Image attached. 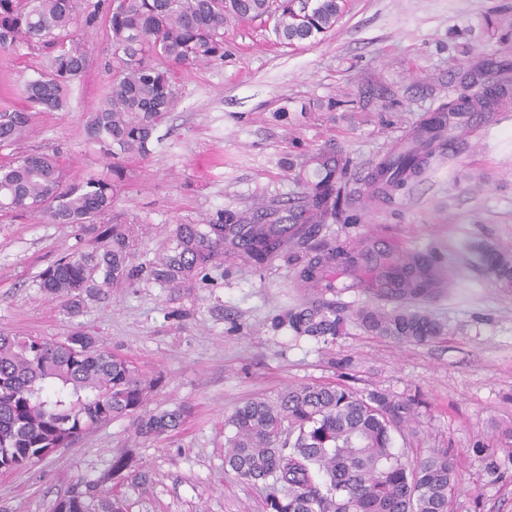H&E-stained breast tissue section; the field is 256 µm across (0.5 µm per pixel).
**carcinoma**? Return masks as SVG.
Listing matches in <instances>:
<instances>
[{
  "label": "carcinoma",
  "mask_w": 512,
  "mask_h": 512,
  "mask_svg": "<svg viewBox=\"0 0 512 512\" xmlns=\"http://www.w3.org/2000/svg\"><path fill=\"white\" fill-rule=\"evenodd\" d=\"M0 0V49L22 43L45 51L38 76L23 85L31 108L67 107L73 84L87 59L86 38L106 14L111 33L112 76L103 101L87 121L89 139L103 154L144 158L158 123L175 101L173 67L224 57V27L243 20L274 21L276 38L289 46L332 31L345 0ZM481 73L468 69L473 88L464 102L451 101L394 146L373 174L380 194L401 190L432 157L443 128L463 114L494 112L509 95L508 80L481 86ZM31 122L26 110L0 111V211L30 215L41 223L90 226L100 245L75 251L47 266L38 287L68 298L76 314L87 300L130 288L142 272L162 288H181L208 266L227 257L265 266L285 247L317 235L320 224L342 215L349 197L342 182L350 165L325 153L312 155L302 174L307 187L301 224L176 226L167 250L143 269L130 265L133 241L119 227L97 220L112 209L121 172L87 173L69 179L49 154L18 152ZM483 268L498 288L512 293V249L485 248ZM374 274L377 301L354 312L364 330L402 343L423 344L444 327L414 308L451 287L431 256L392 255L358 243L320 247L299 272L304 298L273 322L296 338L325 344L341 335L345 308L332 296L362 286L338 283L336 271ZM158 379L133 361L75 330L63 341L0 334V472L25 468L47 448H66L100 424L133 419L141 437L168 435L187 410L148 409ZM419 401L384 390L358 393L340 383L291 385L277 400L245 401L225 420L224 469L242 481L266 487V512H451L460 465L445 448L410 460L394 448L405 436ZM136 469L121 454L96 481L79 480L55 501L52 512H128L125 501L103 488L108 480Z\"/></svg>",
  "instance_id": "cac0c4a2"
}]
</instances>
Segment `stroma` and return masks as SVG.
Masks as SVG:
<instances>
[{"instance_id": "35a3bbf8", "label": "stroma", "mask_w": 512, "mask_h": 512, "mask_svg": "<svg viewBox=\"0 0 512 512\" xmlns=\"http://www.w3.org/2000/svg\"><path fill=\"white\" fill-rule=\"evenodd\" d=\"M88 50L68 107L34 112L20 148L58 156L76 179L106 162L86 121L111 76L107 21ZM224 51L223 59L176 68L177 101L153 134L151 155L122 162L124 182L104 221L132 232L135 264L163 251L178 224L235 220L262 204L283 217L299 212L300 172L310 155L329 152L351 161L357 220L327 221L317 244L432 254L452 285L422 308L448 334L398 343L350 323L326 345L273 329V318L301 297L308 246L261 268L228 258L182 288L142 276L73 316L40 291L37 276L62 255L91 249L92 234L2 214L0 332L61 340L83 329L158 378L150 409L186 406L190 414L159 439L115 419L32 467L0 473V512H51L77 478L104 475L128 512H264L263 486L224 471L225 418L288 385L339 380L358 392L417 397L414 434L395 448L412 460L444 448L459 462L452 512H512V454L494 428L512 421V294L480 260L482 246L512 247V108L476 124L455 119V150L440 148L393 195L373 197L369 181L395 143L459 96L462 59L512 61V0H347L336 27L314 42L284 45L271 26L239 22L225 28ZM43 59L25 45L0 50V110L24 109L23 84ZM479 443L495 448L503 477L490 474ZM125 453L135 474L109 477L113 458Z\"/></svg>"}]
</instances>
